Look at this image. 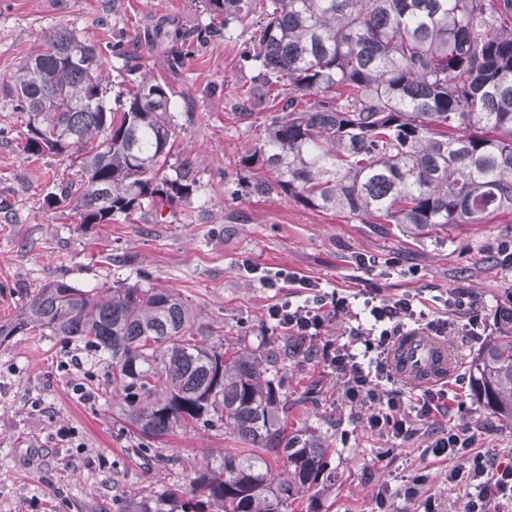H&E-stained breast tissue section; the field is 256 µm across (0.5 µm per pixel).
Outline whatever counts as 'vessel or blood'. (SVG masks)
Segmentation results:
<instances>
[{
  "mask_svg": "<svg viewBox=\"0 0 512 512\" xmlns=\"http://www.w3.org/2000/svg\"><path fill=\"white\" fill-rule=\"evenodd\" d=\"M388 362L399 380L419 388L447 381L455 356L440 337L414 331L396 340Z\"/></svg>",
  "mask_w": 512,
  "mask_h": 512,
  "instance_id": "vessel-or-blood-1",
  "label": "vessel or blood"
}]
</instances>
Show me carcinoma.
Masks as SVG:
<instances>
[{
  "mask_svg": "<svg viewBox=\"0 0 512 512\" xmlns=\"http://www.w3.org/2000/svg\"><path fill=\"white\" fill-rule=\"evenodd\" d=\"M262 4L252 61L262 98L281 109L240 165L254 189L364 224L425 230L512 214V0H203L224 27ZM103 53L67 29L48 35L12 93L27 116L22 151L68 160L50 207L83 224L188 194L193 170L166 168L176 149L166 85L143 78L105 103ZM180 293L116 281L99 291L63 278L27 296L0 337L61 336L111 360L112 400L142 434L222 427L244 445L191 493L145 486L129 512H286L324 479L328 449L288 433L278 356L231 352ZM474 396L512 428V306L472 368ZM288 463L278 480L266 456Z\"/></svg>",
  "mask_w": 512,
  "mask_h": 512,
  "instance_id": "1",
  "label": "carcinoma"
}]
</instances>
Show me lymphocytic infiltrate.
<instances>
[{
  "label": "lymphocytic infiltrate",
  "mask_w": 512,
  "mask_h": 512,
  "mask_svg": "<svg viewBox=\"0 0 512 512\" xmlns=\"http://www.w3.org/2000/svg\"><path fill=\"white\" fill-rule=\"evenodd\" d=\"M295 285L308 289L301 302L289 300L271 306L267 315L277 327L295 335L319 340L320 356L336 379V388L345 403L367 409V428L380 436L405 442L413 438L414 422L433 420L448 413V389L428 388L412 402L391 387L387 356L395 340L414 326L438 335L448 332L442 319H427L415 297L382 300L366 297L355 304L337 292H327L298 277ZM344 323L340 335L330 333L333 323ZM472 436L448 427L436 429L427 446L433 457L452 461L449 482L467 480L470 490L463 512H496L501 502L512 500V465L489 467L484 454L472 453Z\"/></svg>",
  "instance_id": "f902f5d3"
}]
</instances>
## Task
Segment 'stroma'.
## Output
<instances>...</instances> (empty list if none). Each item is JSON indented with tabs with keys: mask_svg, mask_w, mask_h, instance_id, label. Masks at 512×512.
<instances>
[{
	"mask_svg": "<svg viewBox=\"0 0 512 512\" xmlns=\"http://www.w3.org/2000/svg\"><path fill=\"white\" fill-rule=\"evenodd\" d=\"M208 21L202 0H0V324L17 316L35 286L60 277L83 289L124 281L179 291L229 342L288 351L286 426L325 444L336 473L288 512H423L399 493L420 473L438 512H462L464 486L449 483L448 462L425 451L432 423L419 422L416 435L398 446L366 432V410L341 402L335 380L304 343L266 320L268 306L302 301L303 289L264 287L242 265L284 269L348 296L373 282L382 298L412 295L430 316L447 317L457 361L448 420L474 434L475 450L491 465L512 464V429L470 389L468 368L483 339L443 305L448 291L461 287L494 321L512 297V264L496 251L497 242L512 240V215L413 235L256 192L240 159L262 139L278 99L252 103L245 96L258 73L248 57L255 24L233 22L227 33L190 40L184 68H168L173 44ZM61 28L100 46L133 48V71L104 54L107 100L144 75L169 86L179 153L168 175L176 177L187 161L196 184L163 218L145 209L130 221L84 224L70 208L45 207L64 163L52 154H22L25 116L6 83ZM110 373L107 356L80 342L15 336L0 343V512H122L141 487L189 490L198 474L234 452L235 438L216 427L150 441L169 464L134 456L137 440L122 430L119 406L101 398ZM382 484L392 490L383 508L375 498Z\"/></svg>",
	"mask_w": 512,
	"mask_h": 512,
	"instance_id": "1",
	"label": "stroma"
}]
</instances>
